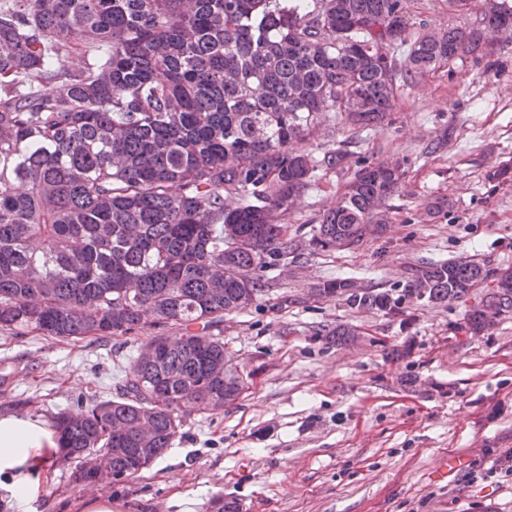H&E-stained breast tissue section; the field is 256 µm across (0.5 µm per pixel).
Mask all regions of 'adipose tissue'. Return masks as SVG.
<instances>
[{"label":"adipose tissue","instance_id":"adipose-tissue-1","mask_svg":"<svg viewBox=\"0 0 512 512\" xmlns=\"http://www.w3.org/2000/svg\"><path fill=\"white\" fill-rule=\"evenodd\" d=\"M59 453L46 420L25 414L0 416V499H36Z\"/></svg>","mask_w":512,"mask_h":512}]
</instances>
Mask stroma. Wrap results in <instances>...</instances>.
Instances as JSON below:
<instances>
[{"instance_id":"obj_1","label":"stroma","mask_w":512,"mask_h":512,"mask_svg":"<svg viewBox=\"0 0 512 512\" xmlns=\"http://www.w3.org/2000/svg\"><path fill=\"white\" fill-rule=\"evenodd\" d=\"M483 3L406 5L435 33L479 28ZM339 147L345 165L319 167L279 218L296 258L267 269V291L211 329L242 378L236 399L181 409L171 447L133 476L80 483L60 462L36 500L0 512H81L103 498L112 512H512V314L473 335L467 298L394 316L315 294L336 278L398 290L416 269L453 259L512 267V44L485 62L465 56L408 76L378 124L323 123L315 158ZM391 161L404 176L385 233L313 251L315 227L354 173ZM340 325L354 339L336 343ZM161 331H0V415L50 421L115 398L124 366Z\"/></svg>"}]
</instances>
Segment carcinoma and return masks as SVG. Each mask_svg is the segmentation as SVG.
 <instances>
[{
  "label": "carcinoma",
  "mask_w": 512,
  "mask_h": 512,
  "mask_svg": "<svg viewBox=\"0 0 512 512\" xmlns=\"http://www.w3.org/2000/svg\"><path fill=\"white\" fill-rule=\"evenodd\" d=\"M483 18L512 28V0H486ZM410 28L406 0L0 3V330L123 337L149 313L182 330L150 339L157 359L131 360L115 398L56 414L75 480L138 472L137 449L167 451L183 405L238 395L235 370L205 387L224 342L202 339L298 249L275 218L314 177L318 160L294 145L324 114L366 128L398 80L491 55L477 30ZM401 178L396 163L358 170L310 245L382 231ZM318 293L389 312L469 297L477 333L512 312V272L451 261L396 296L348 279ZM97 455L109 474L83 468Z\"/></svg>",
  "instance_id": "obj_1"
}]
</instances>
